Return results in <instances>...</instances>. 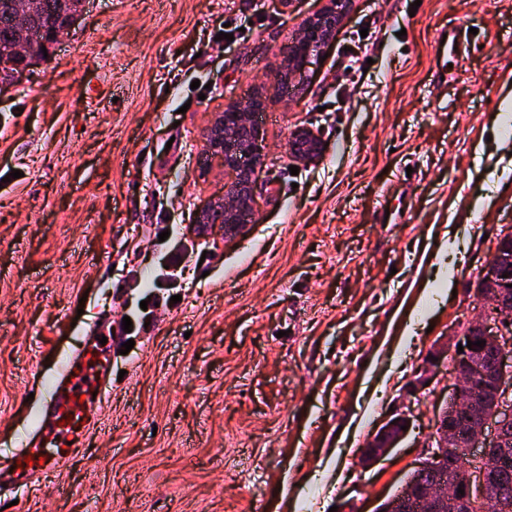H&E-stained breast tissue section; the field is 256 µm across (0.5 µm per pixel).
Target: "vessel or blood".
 <instances>
[{"label": "vessel or blood", "instance_id": "1", "mask_svg": "<svg viewBox=\"0 0 512 512\" xmlns=\"http://www.w3.org/2000/svg\"><path fill=\"white\" fill-rule=\"evenodd\" d=\"M111 348L87 337L59 367L48 390H37L39 413L26 439L0 463V484L28 487L74 458L101 421L94 409L112 381Z\"/></svg>", "mask_w": 512, "mask_h": 512}]
</instances>
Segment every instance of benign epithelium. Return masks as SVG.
<instances>
[{
    "mask_svg": "<svg viewBox=\"0 0 512 512\" xmlns=\"http://www.w3.org/2000/svg\"><path fill=\"white\" fill-rule=\"evenodd\" d=\"M350 0H330V5L311 17L304 19L298 35L289 42L283 71L277 83H287L293 75L304 73L311 56L318 54L334 37ZM45 43L40 32H29L16 44L0 45V69L9 71V77L0 81V93L19 83L33 64L42 58L39 46ZM260 96L246 103L231 102L210 127L204 152L220 159L224 172L229 176L225 184L224 198L215 200L201 209L195 224L205 230L210 224L224 225V235L235 237L241 227V212L253 208L255 196V172L265 162L259 142L263 138L260 126L253 122L252 113L264 108ZM290 156L297 159H312L321 151L319 139L308 131L294 133L289 141ZM476 295L483 301L488 296L481 288L491 285L496 288V302L492 303L493 322L483 317L469 321L457 343L463 352L452 356V369L457 383L446 407L438 416L432 431L422 444L425 453L415 467L417 472H426L432 462L448 458L455 459L465 453V464L454 468L450 476H441L425 492L413 495L408 489L390 497L378 512H512V505L497 501L487 481V470L494 462L490 457V444L486 442V427L494 422L500 428L512 420V307L503 303L505 296L512 294V256L495 247L484 265L474 275ZM485 341L481 346L476 341ZM473 346H467V342ZM448 352V344L437 345L429 360L420 369L419 384H424L434 366V359ZM490 376L493 382L495 406L483 411L476 403L474 383L481 377ZM415 417L410 404L395 410L372 436L363 462L371 465L397 447L408 435L402 430L412 426ZM474 448L483 449L481 461L470 459ZM464 493H458V490Z\"/></svg>",
    "mask_w": 512,
    "mask_h": 512,
    "instance_id": "1",
    "label": "benign epithelium"
}]
</instances>
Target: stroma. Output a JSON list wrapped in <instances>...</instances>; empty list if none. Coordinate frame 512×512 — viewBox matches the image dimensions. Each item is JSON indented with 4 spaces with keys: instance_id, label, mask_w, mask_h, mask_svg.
Masks as SVG:
<instances>
[{
    "instance_id": "obj_1",
    "label": "stroma",
    "mask_w": 512,
    "mask_h": 512,
    "mask_svg": "<svg viewBox=\"0 0 512 512\" xmlns=\"http://www.w3.org/2000/svg\"><path fill=\"white\" fill-rule=\"evenodd\" d=\"M328 3L85 0L0 94V458L91 329L124 373L82 454L5 491L24 512H376L413 471L455 382L445 359L414 373L482 314L473 274L512 226V0H351L275 93ZM450 32L470 50L443 55ZM259 91L251 219L197 235L228 180L199 163L207 132ZM301 129L323 151L297 163ZM407 403L408 436L363 467ZM349 3L350 0H330V6L302 21L298 35L288 44L284 69L277 78L275 91L281 83H288L292 75L301 76L311 56L328 45Z\"/></svg>"
}]
</instances>
